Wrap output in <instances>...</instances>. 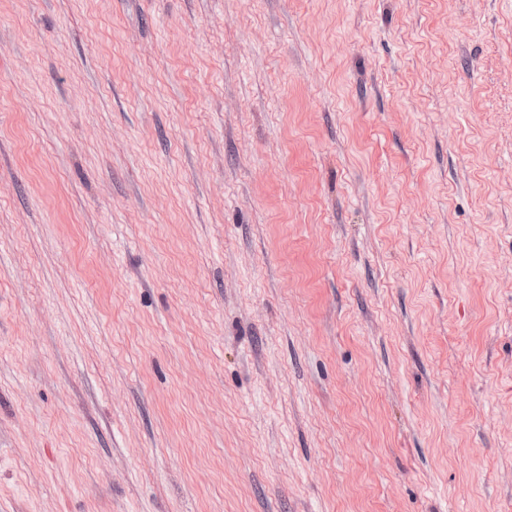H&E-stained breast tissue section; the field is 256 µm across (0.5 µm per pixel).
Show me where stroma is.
Here are the masks:
<instances>
[{
	"instance_id": "obj_1",
	"label": "stroma",
	"mask_w": 512,
	"mask_h": 512,
	"mask_svg": "<svg viewBox=\"0 0 512 512\" xmlns=\"http://www.w3.org/2000/svg\"><path fill=\"white\" fill-rule=\"evenodd\" d=\"M0 512H512V0H0Z\"/></svg>"
}]
</instances>
